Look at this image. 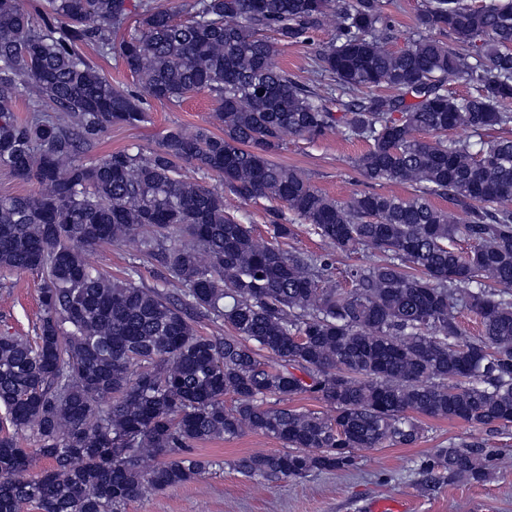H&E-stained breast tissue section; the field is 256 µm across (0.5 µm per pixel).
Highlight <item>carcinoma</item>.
<instances>
[{
  "label": "carcinoma",
  "mask_w": 512,
  "mask_h": 512,
  "mask_svg": "<svg viewBox=\"0 0 512 512\" xmlns=\"http://www.w3.org/2000/svg\"><path fill=\"white\" fill-rule=\"evenodd\" d=\"M47 4L39 24L22 0H0V167L39 187L0 197V269L43 277L36 336H0V512H119L205 473L194 443L247 430L286 447L232 462L262 483L352 468L355 448L411 447L423 417L512 427V138L482 139L512 125V0H423L429 35L396 51L381 0H191L186 22L155 0ZM328 22L335 39L307 81L277 64L266 33L298 43ZM81 44L117 53L156 100L208 93L224 133L174 128L154 148L84 162L91 139L148 113ZM460 81L474 92L448 90ZM22 92L31 115L18 121ZM455 128L479 142L448 138ZM331 133L367 143L365 180L414 193L337 201L269 158L286 134ZM226 190L279 204L272 240L226 210ZM287 213L331 251L279 248ZM127 241L157 263L153 287L135 264L117 280L85 258ZM361 246L380 258L337 286L332 252ZM463 309L479 335L464 334ZM194 317L232 334L202 336ZM303 394L334 415L287 406ZM25 431L38 447L21 446ZM497 456L451 442L418 470L481 483ZM38 458L52 468L32 476Z\"/></svg>",
  "instance_id": "carcinoma-1"
}]
</instances>
